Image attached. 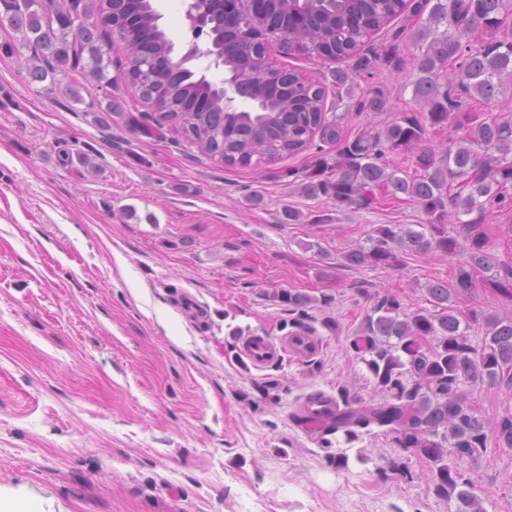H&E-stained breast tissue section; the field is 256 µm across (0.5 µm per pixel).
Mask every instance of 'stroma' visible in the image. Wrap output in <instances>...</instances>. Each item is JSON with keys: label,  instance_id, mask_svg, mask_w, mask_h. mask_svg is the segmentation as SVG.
I'll return each mask as SVG.
<instances>
[{"label": "stroma", "instance_id": "35a3bbf8", "mask_svg": "<svg viewBox=\"0 0 512 512\" xmlns=\"http://www.w3.org/2000/svg\"><path fill=\"white\" fill-rule=\"evenodd\" d=\"M410 2L343 65L273 53L275 66L322 83L341 140L317 136L251 167L208 159L168 126L142 134L152 109L116 79L121 42L109 86L61 71L34 81L31 50L0 51L1 498L38 512H458L436 495L430 463L394 434L375 428L326 449L297 419L316 393L380 402L352 347L365 316L386 297L434 312L428 286L456 281L457 258L436 250L346 265L378 225L427 223L412 198L380 194L339 211L300 191L341 141L422 114L411 80L430 9ZM152 4L174 59L222 85L224 68L186 57L187 0ZM340 69L349 88L336 84ZM375 91L385 111L367 108ZM76 151L90 166L67 163ZM505 196L482 226L495 267L474 270L455 304L476 348L485 328L472 313L512 316V298L492 285L512 270V185ZM289 208L304 221L288 222ZM285 291L313 302L289 310ZM249 329L307 331L321 346L255 368L237 354ZM461 389L486 423L487 450L453 463L482 512H512V447L496 431L512 418V372Z\"/></svg>", "mask_w": 512, "mask_h": 512}]
</instances>
